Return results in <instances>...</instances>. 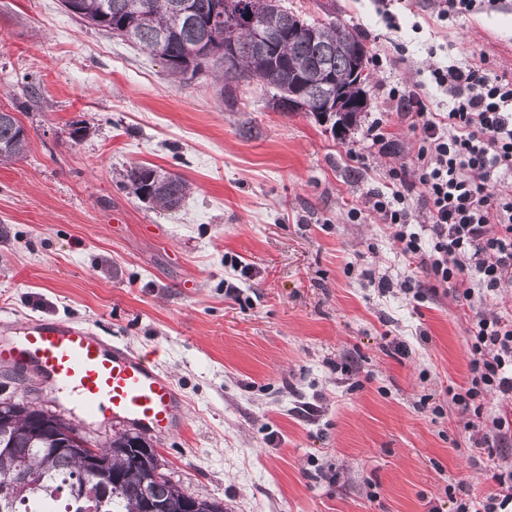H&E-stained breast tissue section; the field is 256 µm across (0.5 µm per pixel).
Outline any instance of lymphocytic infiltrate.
<instances>
[{"label":"lymphocytic infiltrate","mask_w":512,"mask_h":512,"mask_svg":"<svg viewBox=\"0 0 512 512\" xmlns=\"http://www.w3.org/2000/svg\"><path fill=\"white\" fill-rule=\"evenodd\" d=\"M429 81L393 86L388 98L414 135L402 152L390 135L391 114L369 128L378 154L397 157L384 189L347 218L371 212L388 224L409 273L401 288L421 301L453 287L471 312L467 385L451 402L470 413L469 438L486 448L512 446V417L485 414V399L512 402V317L487 312L512 293V76L494 72L484 54L429 69ZM448 99L435 111L431 93ZM495 492L455 499L454 512H512V470L497 474Z\"/></svg>","instance_id":"f902f5d3"}]
</instances>
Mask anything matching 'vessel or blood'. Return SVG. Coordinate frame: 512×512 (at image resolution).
Here are the masks:
<instances>
[{"instance_id": "vessel-or-blood-1", "label": "vessel or blood", "mask_w": 512, "mask_h": 512, "mask_svg": "<svg viewBox=\"0 0 512 512\" xmlns=\"http://www.w3.org/2000/svg\"><path fill=\"white\" fill-rule=\"evenodd\" d=\"M0 365L19 372L37 368L98 418L108 416L154 434L184 424L182 401L157 367L80 324L31 320L17 339L0 341Z\"/></svg>"}]
</instances>
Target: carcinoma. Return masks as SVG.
<instances>
[{
    "instance_id": "1",
    "label": "carcinoma",
    "mask_w": 512,
    "mask_h": 512,
    "mask_svg": "<svg viewBox=\"0 0 512 512\" xmlns=\"http://www.w3.org/2000/svg\"><path fill=\"white\" fill-rule=\"evenodd\" d=\"M221 0H76L74 16L107 32L126 30L127 41L145 50L158 42L175 57L203 44L224 45L226 34L237 27L236 54L231 66L218 78L224 89L241 82L257 81L272 92L273 106L286 112L288 100L300 92L313 102L340 92L354 106L352 117L364 111L361 91L365 79L355 75L359 61H368L362 36L353 28L334 22L316 23L303 36L288 37L301 19L283 7L281 0H231L233 8L221 23L207 26ZM276 20L268 41H257L242 21L251 15ZM26 131L15 113L0 109V161L25 153ZM126 179L135 194L165 210L181 204L190 187L176 175L150 166L133 167ZM33 402L15 401L14 424L0 436V488L11 486L23 475L31 479L12 499L0 497V512H141L144 493L177 512L182 488L169 478L143 489L142 479L127 467L133 448L128 433H118L101 448L111 458L112 471L123 475L122 486L106 496L89 497L99 482L75 450L57 449L58 431L65 430L85 441L72 422L36 425L26 407Z\"/></svg>"
}]
</instances>
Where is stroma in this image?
<instances>
[{
    "instance_id": "1",
    "label": "stroma",
    "mask_w": 512,
    "mask_h": 512,
    "mask_svg": "<svg viewBox=\"0 0 512 512\" xmlns=\"http://www.w3.org/2000/svg\"><path fill=\"white\" fill-rule=\"evenodd\" d=\"M284 4L357 28L368 54L391 61L370 72L347 134L273 109L254 83L225 94L209 75L175 82L60 0H0V86L35 89L19 109L0 97L29 138L0 164V340L59 319L151 361L186 411L181 431L150 437L165 473L231 512H451L452 494L485 495L494 466L512 467V453L474 447L448 396L468 375L469 311L400 291L405 262L385 225L350 223L347 210L395 162L368 141L391 107L386 86L414 78L429 44L512 74V0L454 25L398 0L397 32L372 0ZM77 123L90 128L79 141ZM138 164L190 183L179 209L137 198L125 174ZM26 387L93 443L127 428L87 415L35 368L0 367V399Z\"/></svg>"
}]
</instances>
